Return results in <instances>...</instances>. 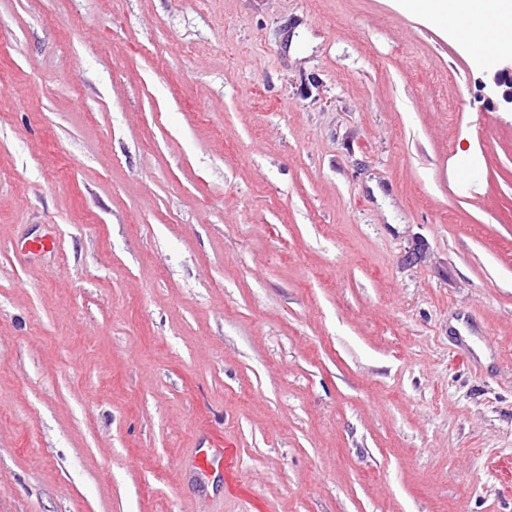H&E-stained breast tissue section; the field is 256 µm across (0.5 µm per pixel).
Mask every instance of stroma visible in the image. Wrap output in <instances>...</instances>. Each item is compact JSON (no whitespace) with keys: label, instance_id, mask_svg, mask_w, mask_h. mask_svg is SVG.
Returning a JSON list of instances; mask_svg holds the SVG:
<instances>
[{"label":"stroma","instance_id":"35a3bbf8","mask_svg":"<svg viewBox=\"0 0 512 512\" xmlns=\"http://www.w3.org/2000/svg\"><path fill=\"white\" fill-rule=\"evenodd\" d=\"M486 72L402 0H0V512H512Z\"/></svg>","mask_w":512,"mask_h":512}]
</instances>
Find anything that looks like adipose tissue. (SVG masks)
<instances>
[{"label":"adipose tissue","mask_w":512,"mask_h":512,"mask_svg":"<svg viewBox=\"0 0 512 512\" xmlns=\"http://www.w3.org/2000/svg\"><path fill=\"white\" fill-rule=\"evenodd\" d=\"M412 11L435 18L486 65L512 47V0H403Z\"/></svg>","instance_id":"1"}]
</instances>
